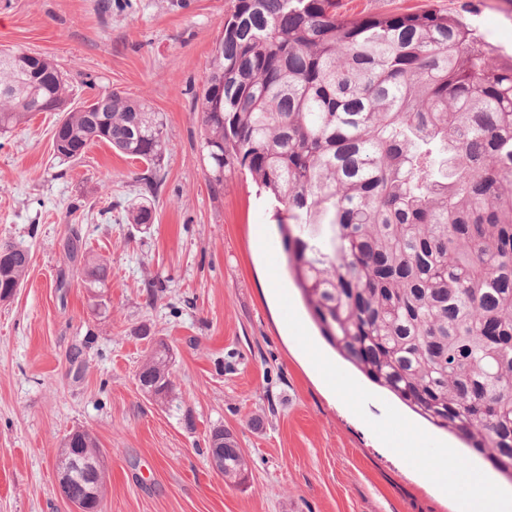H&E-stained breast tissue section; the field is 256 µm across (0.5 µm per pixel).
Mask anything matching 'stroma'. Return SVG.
<instances>
[{
  "mask_svg": "<svg viewBox=\"0 0 512 512\" xmlns=\"http://www.w3.org/2000/svg\"><path fill=\"white\" fill-rule=\"evenodd\" d=\"M232 0H0V48L54 60L71 106L121 91L166 124L157 197L143 165L104 143L59 163L58 115L38 112L0 138V243L26 247L28 277L0 302V512H73L53 490L76 428L104 455L103 512H482L481 481L512 483L458 439L362 376L321 336L288 266L271 205L251 179L214 188L192 110ZM338 12L436 9L492 55L512 57V0H336ZM152 219L133 224L131 208ZM79 230L106 259L105 286L85 282L63 245ZM168 345V401L140 388L142 362ZM81 347L71 359L72 347ZM333 365L343 394L324 383ZM230 432L248 461L226 485L207 434ZM430 458L452 446L456 491L400 453L410 430ZM468 464H459V457Z\"/></svg>",
  "mask_w": 512,
  "mask_h": 512,
  "instance_id": "1",
  "label": "stroma"
}]
</instances>
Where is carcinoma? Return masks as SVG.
I'll return each instance as SVG.
<instances>
[{
  "label": "carcinoma",
  "mask_w": 512,
  "mask_h": 512,
  "mask_svg": "<svg viewBox=\"0 0 512 512\" xmlns=\"http://www.w3.org/2000/svg\"><path fill=\"white\" fill-rule=\"evenodd\" d=\"M58 65L0 53V135L66 104ZM66 111L61 161L108 144L146 164L162 117L121 91ZM193 111L214 186L252 178L324 338L369 381L512 480V61L437 10L344 16L336 0H234ZM89 283L109 267L80 254ZM30 265L0 245V301ZM168 353L142 373L174 390ZM247 460L224 433V478Z\"/></svg>",
  "instance_id": "cac0c4a2"
}]
</instances>
